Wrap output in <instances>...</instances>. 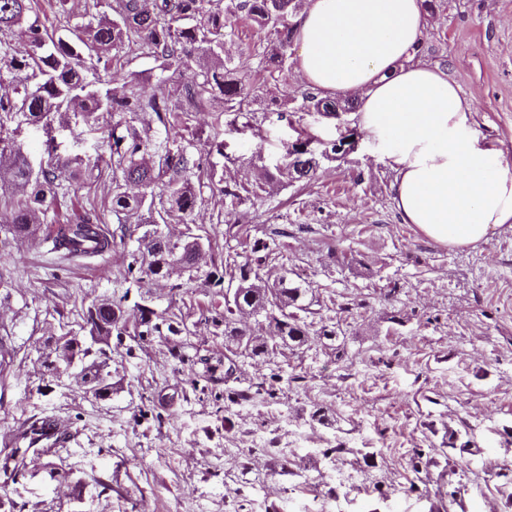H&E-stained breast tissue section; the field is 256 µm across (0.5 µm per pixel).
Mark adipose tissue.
Listing matches in <instances>:
<instances>
[{
    "mask_svg": "<svg viewBox=\"0 0 512 512\" xmlns=\"http://www.w3.org/2000/svg\"><path fill=\"white\" fill-rule=\"evenodd\" d=\"M426 21L422 0H306L296 71L322 94L359 97L357 123L395 173L402 223L474 248L512 227V168L472 134L459 86L416 61Z\"/></svg>",
    "mask_w": 512,
    "mask_h": 512,
    "instance_id": "ef3b65f1",
    "label": "adipose tissue"
}]
</instances>
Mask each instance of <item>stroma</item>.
<instances>
[{"label": "stroma", "mask_w": 512, "mask_h": 512, "mask_svg": "<svg viewBox=\"0 0 512 512\" xmlns=\"http://www.w3.org/2000/svg\"><path fill=\"white\" fill-rule=\"evenodd\" d=\"M55 34L74 40L88 22L85 0H39ZM442 50L424 56L455 80L472 104L471 128L512 165V0H448L425 30ZM267 33L240 20L224 32L227 54L260 72ZM296 74L268 85L254 114L229 129L216 112L194 115L170 144L203 179L254 183L279 163L299 135L312 139L319 166L311 181L268 184L262 202L243 203L235 224L218 222L219 198L195 220L210 237L215 263L247 243L278 237L269 279L308 288L316 318L341 330L309 347H280L270 360H224L234 349L212 323L223 293L205 286L173 295L179 276L146 282L157 310L176 315L187 334L112 336L106 362L112 395L99 400L69 377L39 374L43 340L77 329L92 302L132 307L127 266L135 240L96 259L50 253L46 227L80 209L104 205L112 174L79 188L69 207L40 217L18 238L0 229V438L29 417L54 416L71 442L31 459L38 473L10 486L23 512H512V229L474 248L437 245L402 223L387 158L357 137L344 158L325 157L338 122L311 113L286 120L300 91ZM112 123L104 115L80 141L57 136L60 151L95 161ZM224 144L206 154V140ZM106 232H119L111 211ZM260 382L274 396L229 400ZM324 420H314V411ZM468 426L471 444L448 452V432ZM346 449L343 461L330 448ZM433 461L424 481L411 469L416 451ZM68 470L50 479L45 461ZM112 484L102 492L100 481ZM415 492L404 493L410 481Z\"/></svg>", "instance_id": "1"}]
</instances>
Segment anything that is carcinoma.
I'll return each mask as SVG.
<instances>
[{
  "label": "carcinoma",
  "mask_w": 512,
  "mask_h": 512,
  "mask_svg": "<svg viewBox=\"0 0 512 512\" xmlns=\"http://www.w3.org/2000/svg\"><path fill=\"white\" fill-rule=\"evenodd\" d=\"M37 0H0V188L19 196L16 205L0 210V223L16 237L27 235L57 201L76 185L90 184L103 168L112 171L114 187L109 208L124 225L122 236L134 235L138 252L131 253L128 273H138L135 282L162 281L173 270L185 276L187 288L197 284L214 288L224 280L213 277L205 255L210 245L199 247L196 238L186 234L172 240L160 226L186 224L192 220L203 189L217 193L235 208L245 201V187L226 181L216 188L201 179L188 166L186 157L162 148L155 140L152 122L174 129L170 116L179 119L204 112L214 101L224 103L228 126L249 103L261 99L264 83L288 75L295 43V19L303 0H112V17L98 12L101 0H88L92 22L84 28L79 42L54 39L39 18L31 17ZM253 19L270 31L271 39L263 50V77L257 79L243 63L224 55V28L239 15ZM21 35L28 50H11L8 36ZM147 55L162 63L167 71L180 72L197 67L194 78L177 86L160 78L148 88L135 74H119L120 52ZM103 64L106 77L97 75ZM41 80L32 85L30 75ZM359 109L357 99L349 96H322L308 88L301 94L300 112H315L325 118ZM102 112L112 114L108 133L109 155L92 163L57 153L55 132L67 131L73 140L94 124ZM128 113L144 116L137 128L125 118ZM39 125L45 133L46 164L33 166L22 143L4 135L7 126ZM307 141L287 146L285 162L273 174L261 175L264 182L284 178L290 183L313 178L318 162L304 150ZM102 217L96 209H85L74 220L57 225L51 237L52 250L70 258L84 256V248H95L102 256L116 247L115 237L100 230ZM271 243L257 239L250 254L238 262H226L224 268L238 281L237 298L224 301V338L234 342L236 355L266 358L280 344L307 345L313 336L339 338L336 327L313 328L306 312L308 289L282 276L274 282L264 279L263 268L271 259ZM262 313L276 308L279 318L265 317L250 326L236 318L239 308ZM134 318L145 331L160 332L166 322L144 303L135 305ZM89 334L108 344L109 336L127 332L128 314L120 304L101 299L83 315ZM103 350L90 346L76 350L73 337L58 336L41 353L43 375L59 377L68 371L71 357L78 356L82 381L101 383L109 376ZM28 449L17 445L0 449V470L13 467L29 473Z\"/></svg>",
  "instance_id": "carcinoma-1"
}]
</instances>
